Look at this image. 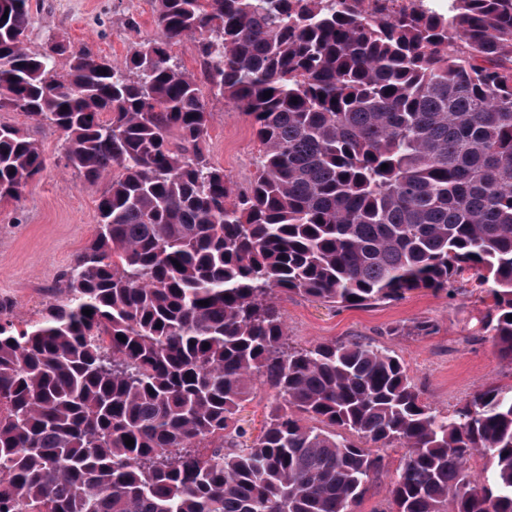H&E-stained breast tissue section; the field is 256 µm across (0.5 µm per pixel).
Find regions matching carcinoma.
<instances>
[{
    "label": "carcinoma",
    "instance_id": "cac0c4a2",
    "mask_svg": "<svg viewBox=\"0 0 512 512\" xmlns=\"http://www.w3.org/2000/svg\"><path fill=\"white\" fill-rule=\"evenodd\" d=\"M155 3L158 37L119 64L69 50L60 73L26 46L30 0H0V110L62 132L88 183L120 169L63 300L0 315V512H354L396 444L389 512H512V386L444 414L388 348L284 349L275 302L396 301L471 271L512 365V0ZM185 37L253 121L245 192L206 159ZM45 168L0 123V199ZM257 380L273 404L248 441L230 423Z\"/></svg>",
    "mask_w": 512,
    "mask_h": 512
}]
</instances>
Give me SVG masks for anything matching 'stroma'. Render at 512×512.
Returning <instances> with one entry per match:
<instances>
[{
    "label": "stroma",
    "instance_id": "1",
    "mask_svg": "<svg viewBox=\"0 0 512 512\" xmlns=\"http://www.w3.org/2000/svg\"><path fill=\"white\" fill-rule=\"evenodd\" d=\"M27 45L39 50L54 37L73 49L119 62L139 43L157 37L154 0H32ZM211 113L209 162L223 169L236 189H249L260 149L252 121L223 99L207 97ZM35 136L47 158L40 177L18 200L0 203V304L15 320L37 318L60 296V275L92 239L98 202L108 179L90 184L65 168L63 135L42 127ZM289 345L333 341L382 345L402 360L425 403L444 413L463 406L483 386L512 385V366L499 355L485 323L493 305L477 282L458 294L419 290L400 301L370 306H328L299 295L279 301ZM426 322V335H398V328ZM355 512H387L388 487L404 451L389 447Z\"/></svg>",
    "mask_w": 512,
    "mask_h": 512
}]
</instances>
